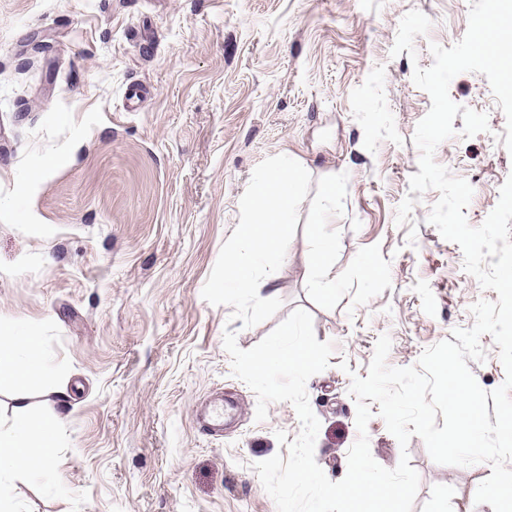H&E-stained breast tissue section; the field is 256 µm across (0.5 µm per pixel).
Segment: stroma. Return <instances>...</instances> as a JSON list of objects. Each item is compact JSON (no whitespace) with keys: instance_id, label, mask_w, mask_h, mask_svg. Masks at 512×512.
<instances>
[{"instance_id":"obj_1","label":"stroma","mask_w":512,"mask_h":512,"mask_svg":"<svg viewBox=\"0 0 512 512\" xmlns=\"http://www.w3.org/2000/svg\"><path fill=\"white\" fill-rule=\"evenodd\" d=\"M470 0H0V316L57 323L71 370L62 395L28 397L67 428L59 473L85 491L81 512H277L254 469L286 453L294 406L255 419V393L223 347L231 307L202 288L239 222L254 168L284 154L312 177L282 267L281 299L238 332L261 341L298 308L334 351L307 382L321 426L315 460L342 480L358 437L351 374L367 376L377 338L388 363L474 323L497 300L463 269L459 245L427 223L437 191L396 222L420 152L412 142L431 107L412 81L429 46L468 28ZM430 31L417 60L391 57L402 17ZM451 99L487 113L489 130L442 142L434 157L474 190L479 226L512 175L506 118L485 75L464 72ZM336 203L319 265L312 216L328 188ZM348 369H341V362ZM234 422L211 436L195 420L216 395ZM387 469L408 454L420 486L413 512H490L475 501L486 463L434 462L420 437L400 447L380 416L367 426Z\"/></svg>"}]
</instances>
